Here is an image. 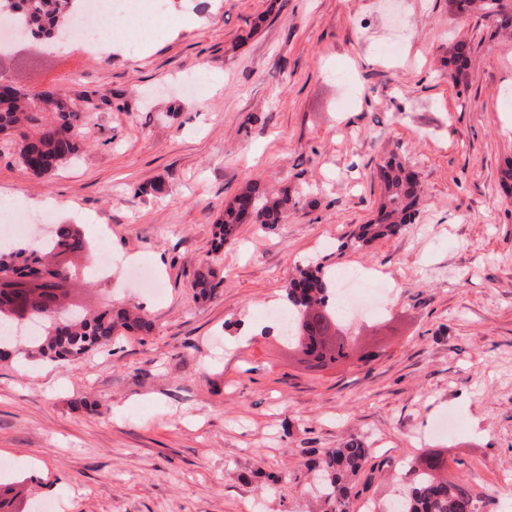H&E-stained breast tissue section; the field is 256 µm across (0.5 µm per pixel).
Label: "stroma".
I'll return each instance as SVG.
<instances>
[{
	"label": "stroma",
	"mask_w": 512,
	"mask_h": 512,
	"mask_svg": "<svg viewBox=\"0 0 512 512\" xmlns=\"http://www.w3.org/2000/svg\"><path fill=\"white\" fill-rule=\"evenodd\" d=\"M378 0H169V22L116 20L120 50L34 39L0 77L96 105L77 158L36 179L0 142V220L48 202L57 224L107 230L112 284L84 308L144 306L151 333L66 363L0 361V485L15 512H323L322 449L371 448L350 512L388 504L404 464L443 453L481 500L512 485V35L448 0H403L393 56ZM471 46L448 76L449 48ZM424 187L400 235L353 243L377 215V166ZM290 188L298 209L220 242L246 184ZM216 260L212 297L191 286ZM379 270L383 311L350 326L358 358L305 362L280 338L297 268ZM454 415L456 430L434 433ZM498 499V498H497Z\"/></svg>",
	"instance_id": "stroma-1"
}]
</instances>
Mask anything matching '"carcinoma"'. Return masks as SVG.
<instances>
[{"instance_id":"1","label":"carcinoma","mask_w":512,"mask_h":512,"mask_svg":"<svg viewBox=\"0 0 512 512\" xmlns=\"http://www.w3.org/2000/svg\"><path fill=\"white\" fill-rule=\"evenodd\" d=\"M83 0H0V21L20 22L21 31L35 39H54L59 31L72 25ZM454 13L472 10L492 17L502 29L512 28V0H448ZM470 47L459 41L453 46L451 63L455 77H460L469 64ZM40 96L46 106L40 110L29 104V97L11 87L0 89V136H10L21 166L33 177L42 178L74 158L78 139L90 100L72 99L57 91H44ZM385 195L377 219L363 224L354 235L359 242L396 235L414 223L424 190L408 162L392 158L378 168ZM295 201L284 188L269 195L248 184L224 206L219 225V245L234 235L240 224L263 227L283 222ZM90 251V243L71 224H60L55 233L44 238L38 249H13L0 243V348L14 346L16 326L21 312L13 302L14 289L24 292V313L30 314L26 324H35L33 332L25 331L28 354L37 353L51 361L79 358L91 351L111 345L118 329L148 334L152 322L144 314L107 308L98 312L76 313L65 309L69 284L77 277L75 259ZM213 263L201 265L194 275L193 287L199 295L212 294L216 287ZM330 273L323 265L299 270L287 292L288 312L292 316L285 341L291 347L302 345L308 355L318 354L321 362L336 364L350 357L345 344L332 345L317 353L313 340L328 325L345 323L328 288ZM371 449L352 440L342 448H325L318 471L319 492L329 512H349L350 483L367 466ZM443 461L435 456L427 469L411 465L403 473L404 491L392 503L389 512H492L489 501L478 504L470 485L451 481L440 474Z\"/></svg>"}]
</instances>
